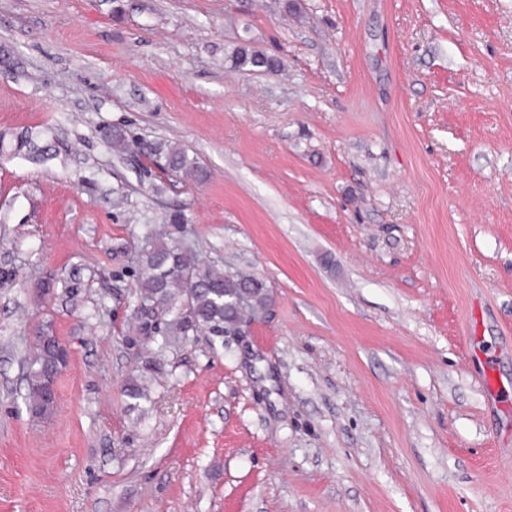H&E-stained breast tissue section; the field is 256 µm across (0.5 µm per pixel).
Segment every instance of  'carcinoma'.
<instances>
[{"instance_id":"1","label":"carcinoma","mask_w":512,"mask_h":512,"mask_svg":"<svg viewBox=\"0 0 512 512\" xmlns=\"http://www.w3.org/2000/svg\"><path fill=\"white\" fill-rule=\"evenodd\" d=\"M232 62L239 68L250 65L271 73L280 69L277 58L244 48L233 53ZM155 155L162 160L161 171L172 179L200 180L205 176L196 159L179 146H160ZM182 222L181 215H170L166 240L155 241L141 256L139 300L156 313L182 316L186 328H201L211 336H222L241 324L246 315L262 312L268 300L266 284L257 276L225 273L199 263L176 237ZM65 359V346L52 333L43 331L30 362L25 397L28 410L39 418L54 410L49 386Z\"/></svg>"}]
</instances>
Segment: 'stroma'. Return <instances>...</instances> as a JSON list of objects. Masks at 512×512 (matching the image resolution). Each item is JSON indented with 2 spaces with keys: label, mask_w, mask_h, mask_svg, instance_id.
Masks as SVG:
<instances>
[{
  "label": "stroma",
  "mask_w": 512,
  "mask_h": 512,
  "mask_svg": "<svg viewBox=\"0 0 512 512\" xmlns=\"http://www.w3.org/2000/svg\"><path fill=\"white\" fill-rule=\"evenodd\" d=\"M0 52V512H512V0H0ZM174 211L240 334L141 307ZM231 58L234 66L239 68L250 65L271 73H277L280 69V62L277 58L257 51L249 52L244 48L237 49ZM155 155L158 157L157 162L163 160V167H157L167 177L176 181L184 178L201 180L205 176L204 169L196 159L191 158L186 150L179 146H160L156 149ZM36 355L30 362L27 394L25 397L28 411H34L35 417L49 416L55 407L49 397V386L64 367L65 346L48 330L35 336Z\"/></svg>",
  "instance_id": "35a3bbf8"
}]
</instances>
